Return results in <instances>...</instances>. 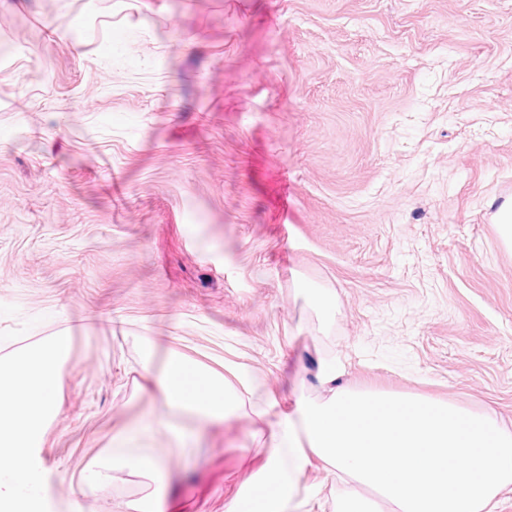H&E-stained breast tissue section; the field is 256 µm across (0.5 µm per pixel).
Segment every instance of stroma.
Instances as JSON below:
<instances>
[{
	"label": "stroma",
	"mask_w": 512,
	"mask_h": 512,
	"mask_svg": "<svg viewBox=\"0 0 512 512\" xmlns=\"http://www.w3.org/2000/svg\"><path fill=\"white\" fill-rule=\"evenodd\" d=\"M125 2L0 0V357L75 337L48 512H225L254 483L241 418L129 445L172 448L162 499L81 493L124 424L193 426L138 389L140 336L284 410L329 355L512 426V0Z\"/></svg>",
	"instance_id": "stroma-1"
}]
</instances>
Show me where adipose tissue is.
<instances>
[{
    "label": "adipose tissue",
    "instance_id": "1",
    "mask_svg": "<svg viewBox=\"0 0 512 512\" xmlns=\"http://www.w3.org/2000/svg\"><path fill=\"white\" fill-rule=\"evenodd\" d=\"M73 343L64 330L0 358V512H46L37 456ZM142 349L143 379L165 408L202 425L233 416L255 425L266 454L254 482L268 493L261 512H316V498L299 495L316 458L342 476L336 512H496L512 495V430L492 414L349 388L339 361L327 356L313 375L322 397H300L287 412L249 376L229 383L178 352L158 356L149 338ZM165 466L162 455H130L92 470L85 487L95 491L122 471L156 479Z\"/></svg>",
    "mask_w": 512,
    "mask_h": 512
}]
</instances>
